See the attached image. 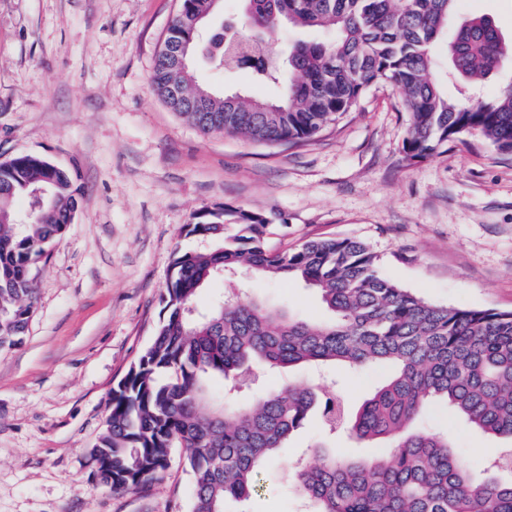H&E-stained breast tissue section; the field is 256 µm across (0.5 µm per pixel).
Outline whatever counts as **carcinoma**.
I'll list each match as a JSON object with an SVG mask.
<instances>
[{
	"label": "carcinoma",
	"instance_id": "carcinoma-1",
	"mask_svg": "<svg viewBox=\"0 0 512 512\" xmlns=\"http://www.w3.org/2000/svg\"><path fill=\"white\" fill-rule=\"evenodd\" d=\"M239 34L224 51L199 42L193 22L217 11L214 0H179L168 28L220 72L245 70L257 85L284 84L283 96L229 102L183 78L177 101L169 70L171 37L152 74L158 96L202 133H227L265 143H299L353 111L374 86L399 92L409 115L404 150L424 160L448 142L480 136L512 154V83L491 100H448L435 75L434 49L448 48V77L478 85L512 67V42L495 19L479 15L448 34L458 0H245ZM283 25L316 29L323 40H299L288 55L268 37ZM27 201L25 215L15 201ZM78 208L69 174L32 155L0 162V350L22 340L35 308L32 269L61 239ZM25 219L20 224L18 220ZM190 233L211 243L207 253L179 252L161 296L154 335L112 389L106 430L91 449L107 467L103 486L148 487L184 451L189 512H226L257 491L258 474L288 453L290 436L310 419L320 434L347 430L368 457L340 448L315 460L297 458L289 489L309 512H512V312L439 306L383 274L378 256L352 238L310 240L272 252L262 213L224 205L194 216ZM236 233L225 235L227 225ZM241 269L314 289L330 318L313 325L235 294L197 311L200 289ZM339 365L352 377L373 367L390 374L356 412L343 392L323 398L313 385L263 389L234 407L225 395L257 385L265 372L301 365ZM220 380L224 393L212 391ZM432 405L504 440L490 454L463 455L448 433L411 431Z\"/></svg>",
	"mask_w": 512,
	"mask_h": 512
}]
</instances>
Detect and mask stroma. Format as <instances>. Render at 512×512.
<instances>
[{
    "label": "stroma",
    "instance_id": "35a3bbf8",
    "mask_svg": "<svg viewBox=\"0 0 512 512\" xmlns=\"http://www.w3.org/2000/svg\"><path fill=\"white\" fill-rule=\"evenodd\" d=\"M177 8L178 0H0V162L35 154L81 189L73 223L35 271L28 329L0 352V512H189L180 449L161 478L134 491L102 488L90 450L113 387L152 338L175 253L205 247L189 232L203 209L269 216L272 249L356 238L386 276L431 303L512 311V154L471 137L409 160L408 115L385 85L298 145L202 135L150 81ZM476 14L512 37L507 0H459L448 26ZM197 78L227 93H280L204 64ZM232 286L312 323L327 317L312 289L287 279H218L199 308ZM420 426L449 432L463 453L497 445L439 405ZM318 437L313 422L291 436L246 512H298L284 474Z\"/></svg>",
    "mask_w": 512,
    "mask_h": 512
}]
</instances>
